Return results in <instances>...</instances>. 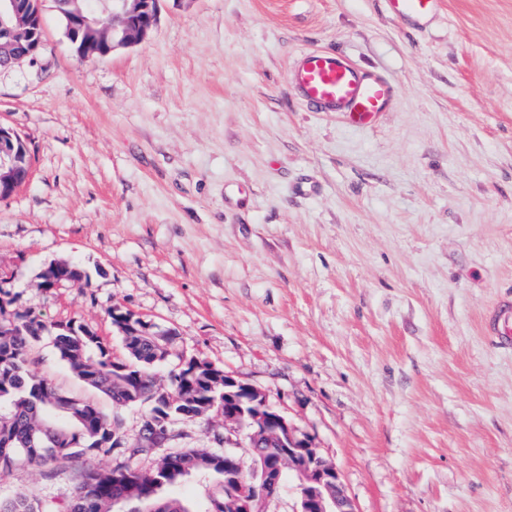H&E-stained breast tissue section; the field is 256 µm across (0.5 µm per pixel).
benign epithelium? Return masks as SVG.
<instances>
[{"label": "benign epithelium", "mask_w": 512, "mask_h": 512, "mask_svg": "<svg viewBox=\"0 0 512 512\" xmlns=\"http://www.w3.org/2000/svg\"><path fill=\"white\" fill-rule=\"evenodd\" d=\"M157 0H101L98 9L87 14L74 11L68 17V36L71 42H81L79 57L91 46L108 56L120 47H130L144 41L158 23ZM119 21L112 30L122 36L109 41L101 34L99 14ZM42 18L33 11V0H0V66L1 58L10 56L12 48L22 44V58L34 57L43 45ZM22 140L11 128L0 125V199L8 198L26 185L32 174L30 157L21 149ZM72 265L57 262L38 274L44 288H56L67 280ZM112 324L124 340L149 336L157 348L172 353L173 334L152 322L133 314L112 310ZM224 416V428L243 436L246 447L261 448L274 445L280 448L275 457L258 456L250 466L258 481L245 483L242 460L232 451L224 452V486L235 487L224 496V512H267L271 492L280 488L284 478L294 479L300 492V512H356L346 495L336 466L324 459L312 443L297 434L296 427L280 410L272 407L264 393L224 374V402L219 409ZM170 429L152 428L140 431L138 447L151 451L163 448L171 440Z\"/></svg>", "instance_id": "obj_1"}]
</instances>
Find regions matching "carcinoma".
<instances>
[{"label": "carcinoma", "instance_id": "cac0c4a2", "mask_svg": "<svg viewBox=\"0 0 512 512\" xmlns=\"http://www.w3.org/2000/svg\"><path fill=\"white\" fill-rule=\"evenodd\" d=\"M49 331L54 334L60 361L115 406L152 404L158 393L170 398L180 396L165 412L152 406L143 422L145 428L168 426L176 417H199L205 405L224 400L221 391L214 392L207 384L209 374L221 369L206 362L193 374L188 368H178L172 373L171 389L164 388L152 373V367L159 363L157 351L145 341L138 348H126L125 362L131 367L139 395L134 402L125 380L112 376V358L100 337L69 335L54 322L46 324L35 312L19 321L0 303V477L18 466L62 471L85 451L111 449L120 440L116 423L95 402L72 398L70 409L57 410L52 397L62 390L28 370L30 352ZM129 447L131 451L114 468H87L80 473L69 512H116L129 504L130 512H213L200 511L188 500L164 495L165 489L187 481L179 475L185 469L214 478L219 493L212 503H224V465L215 463L210 452L187 449L147 465L144 459L148 453L135 449L133 442ZM130 485L139 489L140 496L118 502ZM0 512L55 510L53 504L24 490L8 501H0Z\"/></svg>", "mask_w": 512, "mask_h": 512}]
</instances>
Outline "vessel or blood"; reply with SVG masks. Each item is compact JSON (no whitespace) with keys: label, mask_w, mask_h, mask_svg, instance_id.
Instances as JSON below:
<instances>
[{"label":"vessel or blood","mask_w":512,"mask_h":512,"mask_svg":"<svg viewBox=\"0 0 512 512\" xmlns=\"http://www.w3.org/2000/svg\"><path fill=\"white\" fill-rule=\"evenodd\" d=\"M388 2L392 13L404 20H422L439 10V0ZM290 86L317 111L342 113L350 124L364 128L377 123L395 95L388 80L330 51H303L291 70Z\"/></svg>","instance_id":"obj_1"}]
</instances>
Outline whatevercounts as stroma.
I'll use <instances>...</instances> for the list:
<instances>
[{
    "label": "stroma",
    "instance_id": "stroma-1",
    "mask_svg": "<svg viewBox=\"0 0 512 512\" xmlns=\"http://www.w3.org/2000/svg\"><path fill=\"white\" fill-rule=\"evenodd\" d=\"M32 60L0 68V124L32 157L0 200V300L93 326L109 309L175 334L176 356L265 393L335 464L356 512H512V0H443L420 25L386 0H158L140 44L81 60L53 0ZM337 51L397 95L370 129L313 112L297 56ZM56 261L84 277L37 288ZM28 367L93 400L133 441L147 406L116 407L45 335ZM211 413L174 420L169 450L240 447ZM61 474L18 467L0 499L66 508Z\"/></svg>",
    "mask_w": 512,
    "mask_h": 512
}]
</instances>
